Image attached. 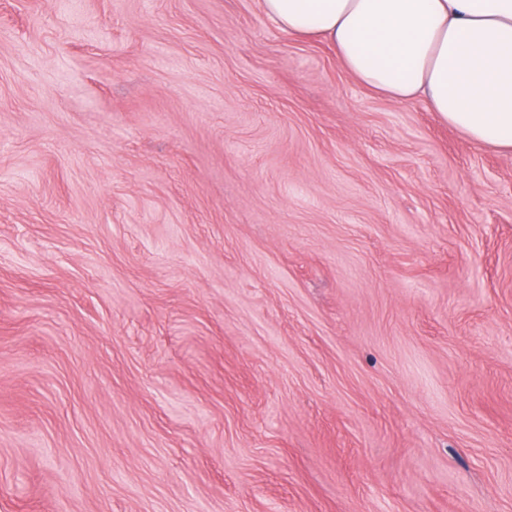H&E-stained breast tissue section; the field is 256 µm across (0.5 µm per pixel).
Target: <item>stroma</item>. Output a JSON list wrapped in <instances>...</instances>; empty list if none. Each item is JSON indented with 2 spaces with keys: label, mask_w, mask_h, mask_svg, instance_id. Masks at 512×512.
Returning <instances> with one entry per match:
<instances>
[{
  "label": "stroma",
  "mask_w": 512,
  "mask_h": 512,
  "mask_svg": "<svg viewBox=\"0 0 512 512\" xmlns=\"http://www.w3.org/2000/svg\"><path fill=\"white\" fill-rule=\"evenodd\" d=\"M0 512H512V153L261 0H0Z\"/></svg>",
  "instance_id": "stroma-1"
}]
</instances>
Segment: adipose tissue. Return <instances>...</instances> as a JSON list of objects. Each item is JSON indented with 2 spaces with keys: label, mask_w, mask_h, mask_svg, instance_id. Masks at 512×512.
<instances>
[{
  "label": "adipose tissue",
  "mask_w": 512,
  "mask_h": 512,
  "mask_svg": "<svg viewBox=\"0 0 512 512\" xmlns=\"http://www.w3.org/2000/svg\"><path fill=\"white\" fill-rule=\"evenodd\" d=\"M279 30L331 44L362 85L421 100L512 152V0H262Z\"/></svg>",
  "instance_id": "1"
}]
</instances>
